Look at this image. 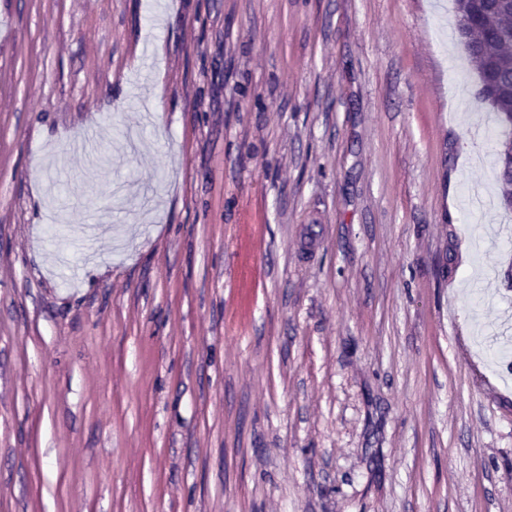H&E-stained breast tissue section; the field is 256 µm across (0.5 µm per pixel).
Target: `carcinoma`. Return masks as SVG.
<instances>
[{
  "mask_svg": "<svg viewBox=\"0 0 512 512\" xmlns=\"http://www.w3.org/2000/svg\"><path fill=\"white\" fill-rule=\"evenodd\" d=\"M457 17L470 22L466 54L480 80L479 99L500 122L512 118V11L481 9L475 0H454ZM501 198L512 197V142L496 153Z\"/></svg>",
  "mask_w": 512,
  "mask_h": 512,
  "instance_id": "cac0c4a2",
  "label": "carcinoma"
}]
</instances>
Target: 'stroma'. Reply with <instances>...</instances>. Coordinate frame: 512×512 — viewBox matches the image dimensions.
Here are the masks:
<instances>
[{"label": "stroma", "instance_id": "1", "mask_svg": "<svg viewBox=\"0 0 512 512\" xmlns=\"http://www.w3.org/2000/svg\"><path fill=\"white\" fill-rule=\"evenodd\" d=\"M454 24L0 0V512H512V211Z\"/></svg>", "mask_w": 512, "mask_h": 512}]
</instances>
